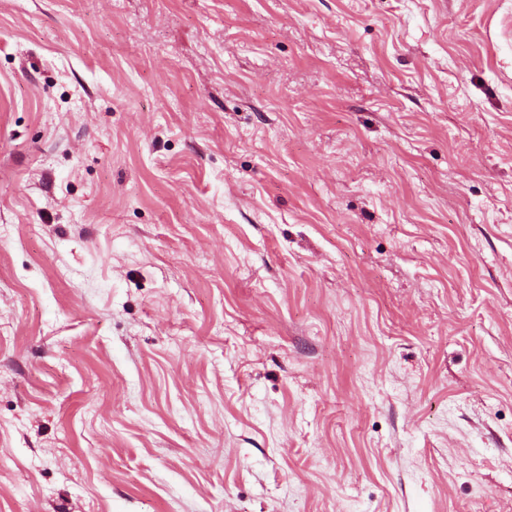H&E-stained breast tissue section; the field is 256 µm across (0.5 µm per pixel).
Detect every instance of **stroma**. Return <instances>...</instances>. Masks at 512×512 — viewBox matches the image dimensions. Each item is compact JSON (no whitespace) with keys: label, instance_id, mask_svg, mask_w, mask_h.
Masks as SVG:
<instances>
[{"label":"stroma","instance_id":"obj_1","mask_svg":"<svg viewBox=\"0 0 512 512\" xmlns=\"http://www.w3.org/2000/svg\"><path fill=\"white\" fill-rule=\"evenodd\" d=\"M0 512H512V0H0Z\"/></svg>","mask_w":512,"mask_h":512}]
</instances>
